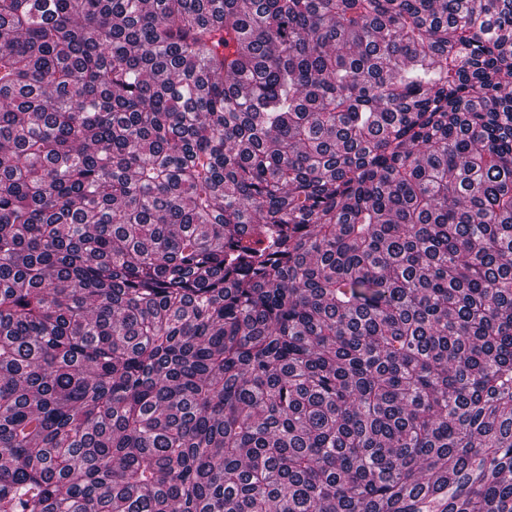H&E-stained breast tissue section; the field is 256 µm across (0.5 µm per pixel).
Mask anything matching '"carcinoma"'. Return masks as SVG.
I'll return each instance as SVG.
<instances>
[{
    "mask_svg": "<svg viewBox=\"0 0 512 512\" xmlns=\"http://www.w3.org/2000/svg\"><path fill=\"white\" fill-rule=\"evenodd\" d=\"M0 38V512H512V0Z\"/></svg>",
    "mask_w": 512,
    "mask_h": 512,
    "instance_id": "obj_1",
    "label": "carcinoma"
}]
</instances>
